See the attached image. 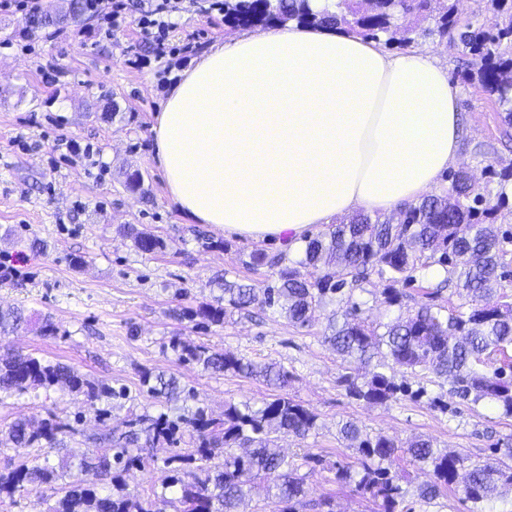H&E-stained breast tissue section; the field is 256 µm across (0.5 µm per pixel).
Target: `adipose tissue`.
<instances>
[{
	"label": "adipose tissue",
	"instance_id": "1",
	"mask_svg": "<svg viewBox=\"0 0 512 512\" xmlns=\"http://www.w3.org/2000/svg\"><path fill=\"white\" fill-rule=\"evenodd\" d=\"M153 133L183 212L278 241L418 200L457 161L461 125L448 73L429 54L291 22L203 50Z\"/></svg>",
	"mask_w": 512,
	"mask_h": 512
}]
</instances>
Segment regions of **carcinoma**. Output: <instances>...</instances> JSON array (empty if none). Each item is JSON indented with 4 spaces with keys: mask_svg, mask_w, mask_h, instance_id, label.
<instances>
[{
    "mask_svg": "<svg viewBox=\"0 0 512 512\" xmlns=\"http://www.w3.org/2000/svg\"><path fill=\"white\" fill-rule=\"evenodd\" d=\"M490 18L483 22L461 20L457 0H335L332 8H312L311 0H224V16L234 27L285 24H321L339 28L364 39L405 47L416 22L427 18L434 26L421 30L462 47L470 56L463 79L478 84L493 96L503 112L502 125L512 129V0H487ZM61 20L45 11L25 19L28 33L35 35ZM448 203L429 195L401 208L402 222L393 224L379 215L356 213L315 237L306 236L299 258L285 253L255 251L250 265L265 266L276 276L263 288L218 277L221 294L197 309L180 315L204 324L224 322L226 308L243 309L259 302L277 307L294 324L308 323L311 312L336 299L347 288H359L375 274L386 282L380 304L403 307L404 293L396 284L416 281L418 269L440 267L446 277L429 293L430 302L407 316H398L379 326L360 317V305L343 314H332L323 342L344 360L375 362L363 379L341 377L348 395L368 404H385L407 392L396 381L395 369H419L446 377L451 392L477 404L488 400L512 415V365L491 371L486 359L512 347V229L497 226L498 214L509 204L512 167H484L480 182L463 170L451 174ZM134 246L145 253L163 248L162 240L148 231L133 233ZM463 299L446 313L436 299L449 283ZM26 320L18 307L0 308V335H6ZM383 332H378V328ZM172 350L183 363L205 370L231 371L284 385L289 374L274 363H255L205 344L175 340ZM142 385L155 397L177 393L179 383L164 373L142 377ZM57 387L84 397L90 405L112 395V389L74 368L18 351L0 353V396L10 397L30 389ZM189 428L193 447L164 461L167 475L163 493L151 499L126 491L122 473L143 464L133 446L139 440L153 447L171 443L180 424ZM126 447L101 448L84 457L79 471L94 470L112 489L99 492L94 484L72 477L71 463L61 457L50 460V451L60 449L62 437L77 428L68 419L51 416L41 421L19 418L8 430V440L17 449L47 448L43 462L23 461L0 469V499H14L30 487L65 482L50 512H160L157 502L175 512H239L240 506L258 495L272 503L276 512H298L303 506L302 480L293 476L288 460L275 448L280 435L306 437L317 427V415L287 397L265 401L229 403L216 417L203 406L175 418L162 412L155 417L132 414L124 421ZM339 433L356 449L357 466L336 467V479L354 486L355 492L375 499L381 512H399L407 490L403 470L383 463L397 454L427 471L430 480L417 488L428 503L442 492L454 490L461 500L482 512L481 505L506 489L512 492V448H497L494 462H469L460 451L439 450L432 440L415 437L406 443L378 434L362 435L351 421ZM223 458L222 467L209 463ZM171 492L173 497L166 496Z\"/></svg>",
    "mask_w": 512,
    "mask_h": 512,
    "instance_id": "carcinoma-1",
    "label": "carcinoma"
}]
</instances>
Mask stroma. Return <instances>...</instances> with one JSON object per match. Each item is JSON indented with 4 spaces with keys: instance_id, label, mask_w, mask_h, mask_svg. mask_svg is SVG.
<instances>
[{
    "instance_id": "obj_1",
    "label": "stroma",
    "mask_w": 512,
    "mask_h": 512,
    "mask_svg": "<svg viewBox=\"0 0 512 512\" xmlns=\"http://www.w3.org/2000/svg\"><path fill=\"white\" fill-rule=\"evenodd\" d=\"M128 7L111 34L96 19L28 35L24 19L0 13V258L10 259L16 275L0 282V307L18 306L31 323L0 335V352L14 349L74 369L112 388H126L123 399L85 403L83 396L37 389L0 400V433L19 417L58 415L79 418L76 434L66 436L63 456L90 453L97 437L120 435L127 415L181 414L196 406L221 415L225 404L262 403L287 397L317 414L305 438L282 437L279 444L304 478L306 507L332 499L336 512H379L335 478L337 465L353 464L355 449L339 434L351 420L364 434H384L404 442L432 439L440 449L492 461L494 449L512 446V417L490 402L471 404L449 396L448 381L422 371L398 370L424 398L403 397L369 405L351 398L340 378L363 374L322 341L327 318L338 303L316 309L308 326L255 304L228 311L223 324L200 327L176 317V310L212 301L211 280L263 286L270 276L249 263L254 251H277L275 242L230 237L212 224L182 213L169 196L155 159L152 126L168 87L189 67L195 53L227 40L223 12L202 10L197 0H178L170 13L164 57L136 25L140 8L154 0H126ZM192 51H185V44ZM414 48L435 55L457 92L463 132L457 168L481 174L483 166L512 164V141L500 139V108L461 74L466 59L438 37H415ZM114 115H97L102 99ZM94 145L98 166L76 163L68 143ZM139 171L140 191L124 186L125 174ZM161 238V250H137L130 228ZM50 317L57 336L41 335ZM203 343L256 362L273 361L289 373L285 386L231 372H213L179 362L172 339ZM174 376L177 397L154 400L139 391L144 373ZM189 438L144 449L146 469L125 475L128 492L149 496L162 489L167 457L186 452ZM392 468L409 475L403 512H469L470 503L446 492L426 503L416 495L427 474L408 459L394 457Z\"/></svg>"
}]
</instances>
